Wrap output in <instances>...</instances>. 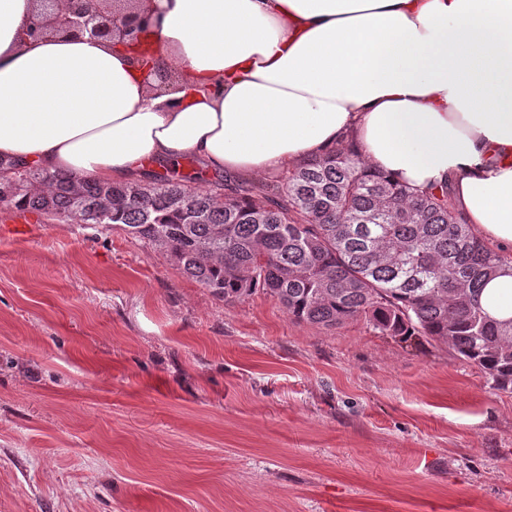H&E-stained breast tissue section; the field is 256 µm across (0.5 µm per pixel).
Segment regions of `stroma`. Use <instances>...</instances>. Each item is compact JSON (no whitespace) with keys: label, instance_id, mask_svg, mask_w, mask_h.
<instances>
[{"label":"stroma","instance_id":"obj_1","mask_svg":"<svg viewBox=\"0 0 512 512\" xmlns=\"http://www.w3.org/2000/svg\"><path fill=\"white\" fill-rule=\"evenodd\" d=\"M0 512H512V394L0 208Z\"/></svg>","mask_w":512,"mask_h":512}]
</instances>
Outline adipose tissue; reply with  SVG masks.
<instances>
[{"label":"adipose tissue","mask_w":512,"mask_h":512,"mask_svg":"<svg viewBox=\"0 0 512 512\" xmlns=\"http://www.w3.org/2000/svg\"><path fill=\"white\" fill-rule=\"evenodd\" d=\"M141 42L46 33L0 0V160L102 181L192 157L291 169L353 138L512 253V0H141ZM175 77L161 85L155 70ZM512 317V263L485 286Z\"/></svg>","instance_id":"1"}]
</instances>
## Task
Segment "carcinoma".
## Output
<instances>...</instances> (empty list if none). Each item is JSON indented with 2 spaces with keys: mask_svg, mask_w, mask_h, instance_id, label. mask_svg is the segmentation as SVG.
<instances>
[{
  "mask_svg": "<svg viewBox=\"0 0 512 512\" xmlns=\"http://www.w3.org/2000/svg\"><path fill=\"white\" fill-rule=\"evenodd\" d=\"M201 173L149 170L134 181L78 180L0 163V204L52 221L120 228L164 251L226 301L257 291L296 321L337 328L364 319L386 336L444 343L512 391V318L483 307L509 259L451 208L448 186L415 193L342 145L296 163L277 186H194ZM112 196V210L98 205Z\"/></svg>",
  "mask_w": 512,
  "mask_h": 512,
  "instance_id": "obj_1",
  "label": "carcinoma"
}]
</instances>
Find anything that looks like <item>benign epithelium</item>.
Here are the masks:
<instances>
[{
    "label": "benign epithelium",
    "mask_w": 512,
    "mask_h": 512,
    "mask_svg": "<svg viewBox=\"0 0 512 512\" xmlns=\"http://www.w3.org/2000/svg\"><path fill=\"white\" fill-rule=\"evenodd\" d=\"M42 10L51 22L53 29L64 34L89 35L92 38L106 39L112 37L115 31L132 37L136 35L134 24L127 19H121L119 25L106 26L99 20L98 11L90 5V0H79V4L69 2L66 10L57 8L58 0H41Z\"/></svg>",
    "instance_id": "benign-epithelium-1"
}]
</instances>
